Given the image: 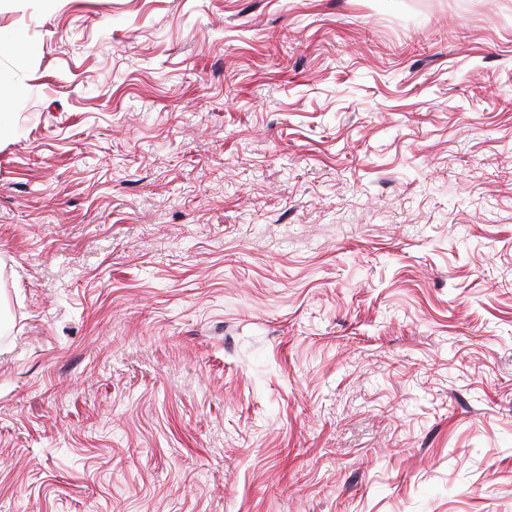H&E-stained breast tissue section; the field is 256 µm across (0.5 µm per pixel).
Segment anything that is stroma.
Instances as JSON below:
<instances>
[{
	"label": "stroma",
	"mask_w": 512,
	"mask_h": 512,
	"mask_svg": "<svg viewBox=\"0 0 512 512\" xmlns=\"http://www.w3.org/2000/svg\"><path fill=\"white\" fill-rule=\"evenodd\" d=\"M0 512H512V0H0Z\"/></svg>",
	"instance_id": "35a3bbf8"
}]
</instances>
